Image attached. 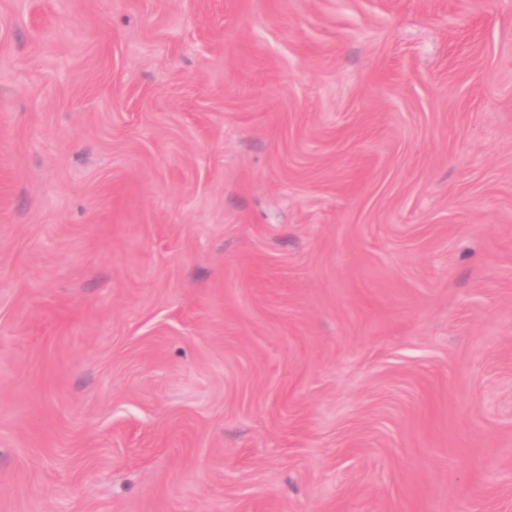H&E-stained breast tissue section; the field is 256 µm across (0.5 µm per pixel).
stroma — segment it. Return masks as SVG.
I'll use <instances>...</instances> for the list:
<instances>
[{
    "instance_id": "stroma-1",
    "label": "stroma",
    "mask_w": 512,
    "mask_h": 512,
    "mask_svg": "<svg viewBox=\"0 0 512 512\" xmlns=\"http://www.w3.org/2000/svg\"><path fill=\"white\" fill-rule=\"evenodd\" d=\"M0 512H512V0H0Z\"/></svg>"
}]
</instances>
